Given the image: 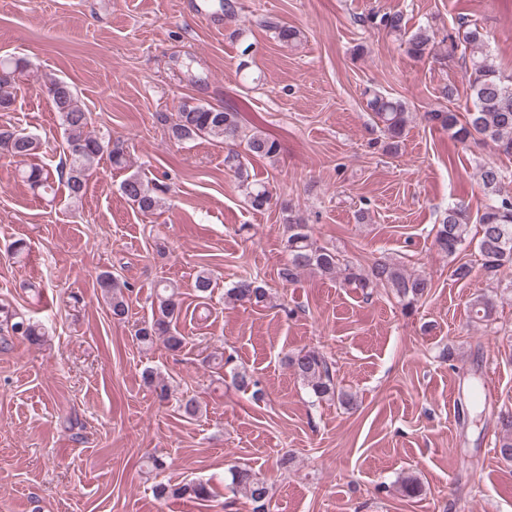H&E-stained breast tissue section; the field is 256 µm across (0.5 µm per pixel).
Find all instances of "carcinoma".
Listing matches in <instances>:
<instances>
[{
    "label": "carcinoma",
    "mask_w": 512,
    "mask_h": 512,
    "mask_svg": "<svg viewBox=\"0 0 512 512\" xmlns=\"http://www.w3.org/2000/svg\"><path fill=\"white\" fill-rule=\"evenodd\" d=\"M367 22L401 40L408 55L414 59L421 60L430 55L434 46L432 31L427 28L409 31L403 15L398 12L374 14ZM263 25L283 44L293 45L300 40V30L285 21L265 20ZM448 40V48L442 59L461 61L467 80V100L471 105L465 106L462 114L450 106L430 109L422 113L420 119L448 131L452 139L462 144L470 141L491 142L502 154L512 156V77L502 74L488 49L487 35L477 23L461 19L457 35L448 36ZM28 66V61L22 58L0 62V111L11 109L13 98L10 88L15 82L16 73L26 71ZM43 87L59 114L68 144L66 158L60 162V169L57 170L58 178L67 188L69 197L78 200L85 194L89 163L106 154L113 166L122 168L126 166L125 149L119 140L106 139L87 131L89 113L81 107L68 82L49 76L44 80ZM364 97L366 110L372 113L388 140L387 149L397 151L410 123L406 102L372 88L365 89ZM169 131L177 141L207 137L223 142L227 148L224 163L245 187L251 207L261 210L270 205L271 192L265 183L249 180L238 147H244L248 155L274 158L279 154L280 145L259 129L245 133L240 112L185 100L178 106ZM40 148L41 142L36 136L14 126H0L1 155L23 161L35 155ZM23 175L32 189L44 194L54 191L53 179L44 169L32 166L23 171ZM505 178V171L495 163H486L479 168V180L488 201L478 217V254L481 268L490 278L495 277L505 264H512V197L500 195V186ZM121 191L139 211L152 213L161 207V194L168 188L133 174L121 183ZM284 210L288 211L285 218L288 262L279 270L282 281L294 282L306 270L329 277L342 272L344 281L357 288L381 284L391 289L406 309L415 307L432 288L429 279L411 275L402 267L385 261H377L367 270L343 262L336 251L314 245L308 225L293 214L291 207L286 206ZM470 223L471 215L467 206L456 203L448 207L441 223L435 228L433 244L436 249L449 257L454 256L466 240ZM99 284L110 294L108 302L112 318L119 322L125 320L128 305L118 283L112 280L110 273L104 272L99 276ZM194 288L199 297H210L214 288L210 274L199 273ZM155 297L157 310L151 319L137 326L134 338L143 347H151L160 341L167 350L179 352L185 348L187 341L174 325L180 315L175 287L165 285L156 291ZM227 297L241 306L257 305L266 300L267 292L257 281L244 278L228 290ZM3 333L32 344L43 341L46 336L43 325L0 306V335ZM285 363L317 398L336 397L341 403L350 404L346 394L336 391L331 363L318 350L302 349L286 356ZM500 424L502 439L499 453L503 459L512 461V414L502 417ZM230 485L233 491L244 494L255 504L254 512H266L268 487L251 468H232ZM155 492L159 498L199 501L208 500L214 494L212 486L202 481H189L178 486L159 483L155 486Z\"/></svg>",
    "instance_id": "carcinoma-1"
}]
</instances>
